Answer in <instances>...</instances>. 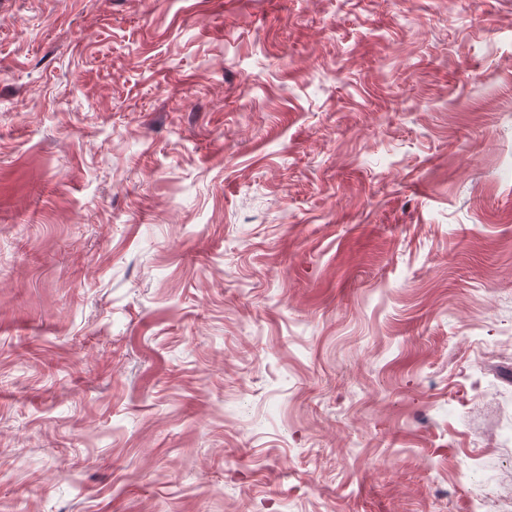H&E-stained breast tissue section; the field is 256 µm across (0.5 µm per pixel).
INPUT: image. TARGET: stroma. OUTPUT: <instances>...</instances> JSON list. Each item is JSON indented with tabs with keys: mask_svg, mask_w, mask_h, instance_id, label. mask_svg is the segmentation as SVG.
<instances>
[{
	"mask_svg": "<svg viewBox=\"0 0 512 512\" xmlns=\"http://www.w3.org/2000/svg\"><path fill=\"white\" fill-rule=\"evenodd\" d=\"M512 504V0H0V512Z\"/></svg>",
	"mask_w": 512,
	"mask_h": 512,
	"instance_id": "35a3bbf8",
	"label": "stroma"
}]
</instances>
